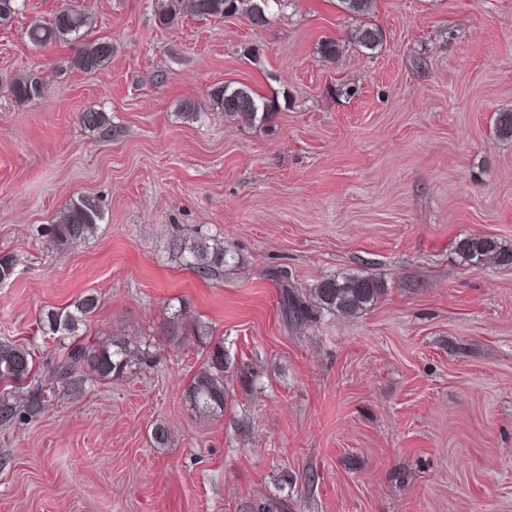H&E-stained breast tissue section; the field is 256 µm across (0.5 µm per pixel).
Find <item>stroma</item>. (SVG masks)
Segmentation results:
<instances>
[{
  "instance_id": "obj_1",
  "label": "stroma",
  "mask_w": 512,
  "mask_h": 512,
  "mask_svg": "<svg viewBox=\"0 0 512 512\" xmlns=\"http://www.w3.org/2000/svg\"><path fill=\"white\" fill-rule=\"evenodd\" d=\"M85 2L90 38L112 43L93 73L73 67L75 43L26 37L64 0H25L0 27V255L19 261L0 339L31 350L48 398L0 426V512H512V266L457 254L471 235L512 249V137L496 130L512 112V0H376L385 39L369 56L337 0H291L263 28ZM330 38L333 61L318 53ZM29 77L40 97L15 102ZM224 82L288 105L243 123L206 97ZM89 110L111 139L80 124ZM82 195L97 233L52 250L45 227ZM199 235L237 264L187 269L172 244ZM358 271L383 288L367 311L284 320L281 281L304 292ZM88 292L84 340L124 336L151 362L71 394L39 318ZM182 305L230 358L222 413L182 399L206 358L164 334Z\"/></svg>"
}]
</instances>
